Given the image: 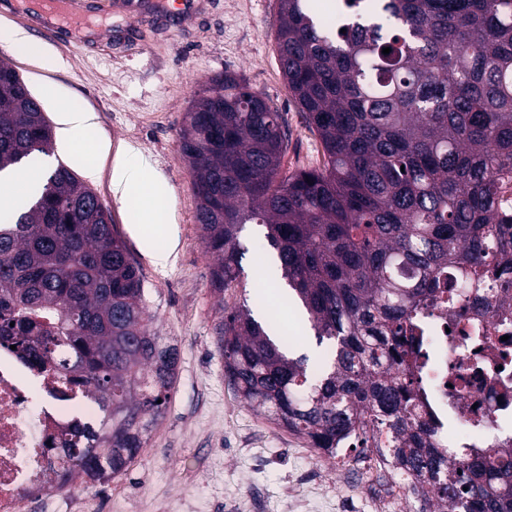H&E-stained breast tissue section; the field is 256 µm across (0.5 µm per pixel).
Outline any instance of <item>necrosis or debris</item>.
<instances>
[{
    "instance_id": "necrosis-or-debris-1",
    "label": "necrosis or debris",
    "mask_w": 512,
    "mask_h": 512,
    "mask_svg": "<svg viewBox=\"0 0 512 512\" xmlns=\"http://www.w3.org/2000/svg\"><path fill=\"white\" fill-rule=\"evenodd\" d=\"M418 325L420 414L432 425L437 453L452 460L474 448L512 444L502 431L512 422V363L502 359L512 355V287L492 297L472 294L453 307L436 301L422 311ZM476 336L488 339L478 352L471 344ZM99 424L84 386L0 349V512H24L28 499L53 479L62 431ZM351 445L348 439L339 443L337 466L368 485L376 512H405L421 474L374 450L355 462Z\"/></svg>"
}]
</instances>
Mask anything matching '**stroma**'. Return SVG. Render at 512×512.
Segmentation results:
<instances>
[{"label": "stroma", "mask_w": 512, "mask_h": 512, "mask_svg": "<svg viewBox=\"0 0 512 512\" xmlns=\"http://www.w3.org/2000/svg\"><path fill=\"white\" fill-rule=\"evenodd\" d=\"M74 13L91 17L89 35L51 43L31 31L40 19L26 0H0V57L8 58L48 120L64 108L94 113L79 147L94 171L82 179L94 189L144 277L148 311L159 335L180 350L177 379L151 427L136 463L103 483L46 489L31 512H227L243 499L247 512H372L363 486L336 497V465L317 458L309 443L242 401L224 373L218 334L225 310L273 293L260 281L265 259L256 244L265 229L244 225L242 274L224 293L213 291L207 253L195 214L197 197L179 147L185 113L210 80L231 73L282 112L288 123L283 171L322 166L317 134L303 122L279 66L274 31L278 0H201L181 21L141 20L123 0H69ZM25 42L7 41L9 32ZM129 145L139 150L166 192L155 203L165 227L159 242L176 237L168 266L155 265L135 231L138 209L112 191L111 160L100 152Z\"/></svg>", "instance_id": "stroma-1"}]
</instances>
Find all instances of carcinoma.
I'll use <instances>...</instances> for the list:
<instances>
[{
	"mask_svg": "<svg viewBox=\"0 0 512 512\" xmlns=\"http://www.w3.org/2000/svg\"><path fill=\"white\" fill-rule=\"evenodd\" d=\"M279 0L275 31L288 90L325 162L286 174L288 126L240 78L197 93L179 146L195 179L196 221L215 257L212 288L238 280L245 224L265 240L307 315L319 360L293 356L276 321L242 304L219 343L229 384L278 427L326 452L358 435L426 471L415 494L446 512H512V451L436 458L419 419L410 359L414 314L466 286L506 288L512 218V0ZM346 32H340V29ZM390 48L388 54L382 49ZM43 107L0 58V173L24 174L52 149ZM0 217V346L87 384L100 430L63 440L66 479L128 470L168 402L179 351L152 326L141 271L95 191L59 164Z\"/></svg>",
	"mask_w": 512,
	"mask_h": 512,
	"instance_id": "1",
	"label": "carcinoma"
}]
</instances>
